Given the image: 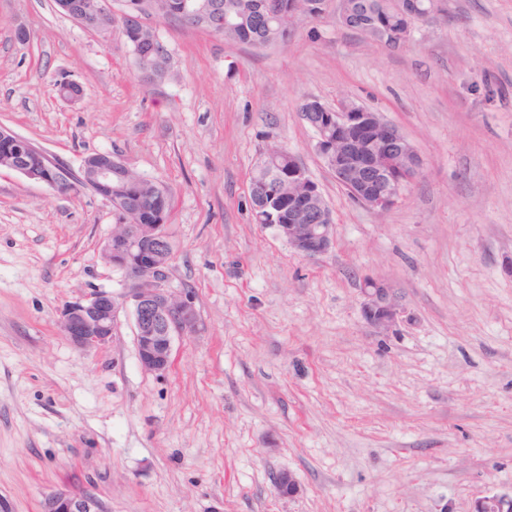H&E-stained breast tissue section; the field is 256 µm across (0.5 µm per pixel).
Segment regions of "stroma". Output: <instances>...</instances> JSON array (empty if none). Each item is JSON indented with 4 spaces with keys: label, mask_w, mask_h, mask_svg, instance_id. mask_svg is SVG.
I'll use <instances>...</instances> for the list:
<instances>
[{
    "label": "stroma",
    "mask_w": 512,
    "mask_h": 512,
    "mask_svg": "<svg viewBox=\"0 0 512 512\" xmlns=\"http://www.w3.org/2000/svg\"><path fill=\"white\" fill-rule=\"evenodd\" d=\"M441 8L395 50L332 8L262 50L155 17L172 74L149 82L119 35L55 0H0V127L72 172L110 152L163 184L173 282L202 323L162 376L127 313L107 347L75 349L64 304L122 291L100 254L112 207L0 170V512H41L55 490L108 512H470L512 494V0ZM308 98L380 112L420 152L397 205L367 209L336 182ZM274 144L334 214L318 259L251 219ZM366 277L399 296L393 333L362 317ZM283 471L294 497L275 490Z\"/></svg>",
    "instance_id": "obj_1"
}]
</instances>
